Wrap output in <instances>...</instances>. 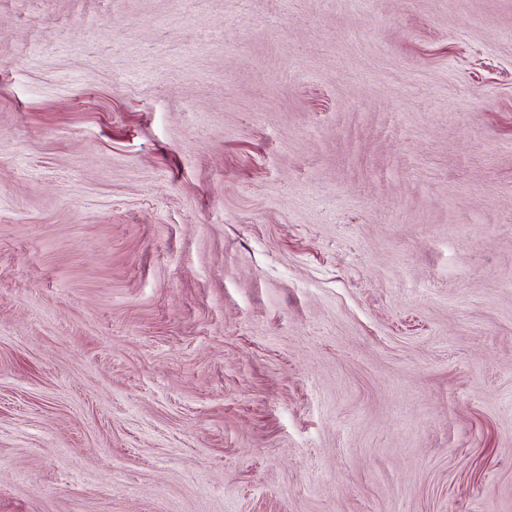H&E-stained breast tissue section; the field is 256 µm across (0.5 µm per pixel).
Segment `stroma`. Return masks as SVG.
Instances as JSON below:
<instances>
[{
	"label": "stroma",
	"instance_id": "obj_1",
	"mask_svg": "<svg viewBox=\"0 0 512 512\" xmlns=\"http://www.w3.org/2000/svg\"><path fill=\"white\" fill-rule=\"evenodd\" d=\"M0 512H512V0H0Z\"/></svg>",
	"mask_w": 512,
	"mask_h": 512
}]
</instances>
